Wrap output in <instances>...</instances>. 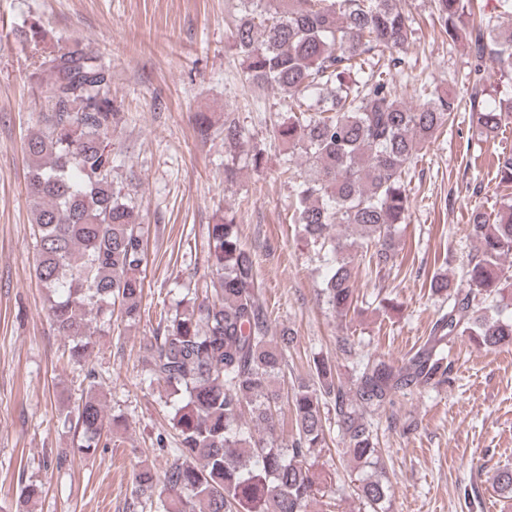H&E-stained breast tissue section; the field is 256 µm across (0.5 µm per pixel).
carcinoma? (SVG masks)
<instances>
[{"mask_svg": "<svg viewBox=\"0 0 512 512\" xmlns=\"http://www.w3.org/2000/svg\"><path fill=\"white\" fill-rule=\"evenodd\" d=\"M403 0H241L233 46L242 77L255 87L288 91L287 120L275 130L285 146L280 177L291 185L289 221L324 249V302L345 317L357 302L355 255L378 271L396 266L395 235L406 223L407 178L420 151L454 122V101L419 83L421 103L407 107L397 78L407 75L402 56L413 39L415 19ZM442 33L466 42L476 54L473 85L492 66L512 73V34L505 35L474 0H434ZM31 77L45 104L43 125L25 135L31 162L28 201L32 214L35 273L51 293L47 318L67 339L70 359L80 364L93 346L92 318L141 317L147 264L141 203L116 172L112 133L120 113L110 96L112 71L77 47L60 46L39 56ZM512 112V87L498 105L473 113L476 132L494 139ZM202 140L216 135L241 148L247 143L233 120L216 128L198 115ZM300 159L303 169L294 168ZM354 227L360 243L329 234ZM479 241L467 259L469 290L445 274L430 279L432 293L448 300L422 348L402 364L368 357L353 366V387L336 383L329 360L312 359L315 381H299L282 393L294 334L271 335L270 316L259 294L255 262L242 243L235 217L224 213L208 225L207 276L211 287L193 289L158 324L144 344L143 371L169 389L170 461L158 473L148 464L134 477L133 495L156 512H308L325 495L319 468L327 444L325 398L334 400L346 453L379 466L370 414L406 390L443 385L452 368L450 336H469L486 349L512 343V205L492 216L471 213ZM88 387L59 416L81 429L82 451L91 456L114 419L97 395L95 371ZM287 399L295 434H277L280 402ZM249 414L253 426L242 422ZM512 500V468L493 482ZM363 512H390L385 471L359 479Z\"/></svg>", "mask_w": 512, "mask_h": 512, "instance_id": "1", "label": "carcinoma"}]
</instances>
